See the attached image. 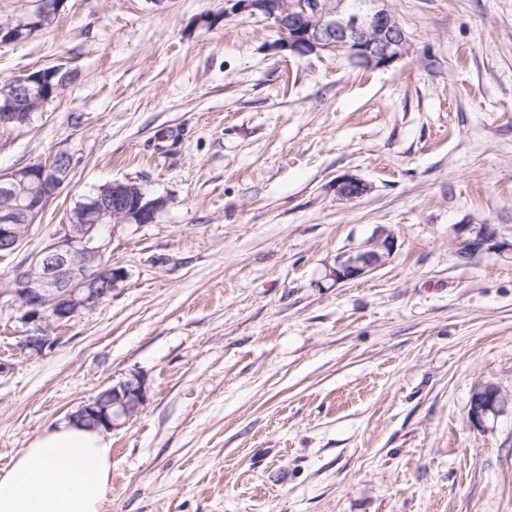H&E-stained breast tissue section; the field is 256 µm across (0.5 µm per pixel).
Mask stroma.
Returning <instances> with one entry per match:
<instances>
[{
  "label": "stroma",
  "mask_w": 512,
  "mask_h": 512,
  "mask_svg": "<svg viewBox=\"0 0 512 512\" xmlns=\"http://www.w3.org/2000/svg\"><path fill=\"white\" fill-rule=\"evenodd\" d=\"M390 4L411 53L377 70L296 56L225 0H64L0 46V86L74 74L0 127V172L73 157L0 280L106 184L164 201L112 241L125 282L43 353L0 298V471L137 372L102 512H512V415L468 418L478 384L512 394V257L450 240L466 222L512 240V0ZM343 175L370 192L339 200ZM382 227L389 263L329 277Z\"/></svg>",
  "instance_id": "stroma-1"
}]
</instances>
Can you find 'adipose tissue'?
I'll use <instances>...</instances> for the list:
<instances>
[{"label": "adipose tissue", "mask_w": 512, "mask_h": 512, "mask_svg": "<svg viewBox=\"0 0 512 512\" xmlns=\"http://www.w3.org/2000/svg\"><path fill=\"white\" fill-rule=\"evenodd\" d=\"M105 429H47L0 472V512H102L111 489Z\"/></svg>", "instance_id": "obj_1"}]
</instances>
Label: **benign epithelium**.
I'll list each match as a JSON object with an SVG mask.
<instances>
[{
	"label": "benign epithelium",
	"mask_w": 512,
	"mask_h": 512,
	"mask_svg": "<svg viewBox=\"0 0 512 512\" xmlns=\"http://www.w3.org/2000/svg\"><path fill=\"white\" fill-rule=\"evenodd\" d=\"M60 0H37L30 16L0 23V46L20 41L46 26ZM232 13L262 14L272 21L282 46L304 57L343 51L358 66L384 69L410 54L409 38L389 0H362L353 9L348 0H227ZM71 80V71L55 66L14 79L0 95V125H23L32 118L31 106L43 108ZM72 165L67 153L47 163L0 173V255L16 251L29 229L64 186ZM369 183L353 176L336 180V196L354 201L366 195ZM134 182L115 181L83 198L69 212L66 231L45 246L30 268L0 283V296L20 302L21 320L28 326L23 348L39 354L54 343L50 330L94 309L112 296L125 273L106 260L118 229L126 224H151L163 207ZM456 254L469 259L512 255V242L501 241L492 224H455ZM397 250V238L378 230L356 250L336 258L329 276L336 281L361 277L385 265ZM146 401L144 377L132 373L81 404L68 421L116 429L139 413ZM512 397L482 383L470 399V422L482 426L505 413Z\"/></svg>",
	"instance_id": "7a95c632"
}]
</instances>
